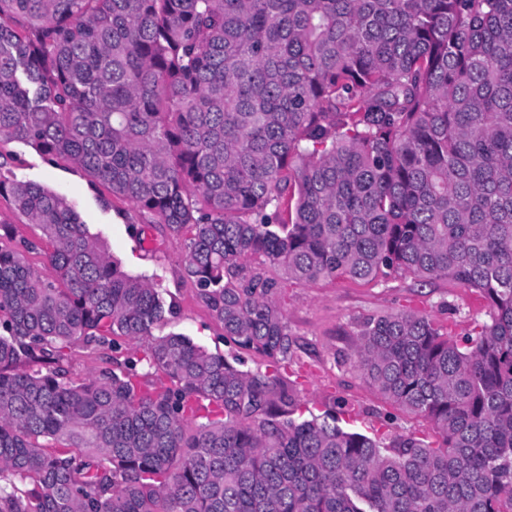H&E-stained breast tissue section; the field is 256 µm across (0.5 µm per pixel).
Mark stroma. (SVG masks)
I'll use <instances>...</instances> for the list:
<instances>
[{
	"label": "stroma",
	"mask_w": 512,
	"mask_h": 512,
	"mask_svg": "<svg viewBox=\"0 0 512 512\" xmlns=\"http://www.w3.org/2000/svg\"><path fill=\"white\" fill-rule=\"evenodd\" d=\"M0 156L18 179L67 196L84 224L108 244L125 271L161 282L176 304V315L157 327V334L183 333L212 352L229 353L222 324L198 298L195 285L184 273L185 236L170 235L163 225L148 223L132 204L109 197L79 170L50 163L22 143H0ZM278 298L298 344L303 400L314 411L332 396L355 406L361 415L354 428L367 435L386 426L398 433H419L426 425L398 412L392 414L391 423H384L383 415L389 411L376 391L355 370L337 365V354L349 350L359 319L415 309L460 337L485 318L467 289L444 279L423 282L403 277L385 286L342 279L310 284L285 281Z\"/></svg>",
	"instance_id": "35a3bbf8"
}]
</instances>
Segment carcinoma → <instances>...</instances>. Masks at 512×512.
I'll return each mask as SVG.
<instances>
[{
    "label": "carcinoma",
    "mask_w": 512,
    "mask_h": 512,
    "mask_svg": "<svg viewBox=\"0 0 512 512\" xmlns=\"http://www.w3.org/2000/svg\"><path fill=\"white\" fill-rule=\"evenodd\" d=\"M4 141L188 235L266 365L153 336L162 288L0 163L37 229L0 221V512H512V0H0ZM405 274L489 320L371 316L342 361L436 440L303 417L280 281ZM101 365L99 354L91 349L78 347L73 354V366L76 374L85 377Z\"/></svg>",
    "instance_id": "1"
}]
</instances>
